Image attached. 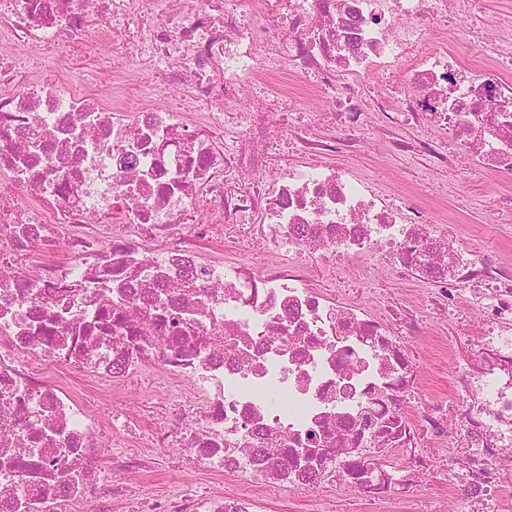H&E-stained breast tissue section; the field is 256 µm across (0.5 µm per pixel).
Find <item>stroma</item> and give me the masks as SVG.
Masks as SVG:
<instances>
[{
    "label": "stroma",
    "mask_w": 512,
    "mask_h": 512,
    "mask_svg": "<svg viewBox=\"0 0 512 512\" xmlns=\"http://www.w3.org/2000/svg\"><path fill=\"white\" fill-rule=\"evenodd\" d=\"M418 135L416 128L398 123L389 137L373 134L357 151L331 155L330 161L365 177L383 196L405 197L436 215L447 216V223L435 225L436 234H450L488 258L512 262V219L499 210L501 200L512 199V174L479 172L463 179L456 168L436 167L434 155L393 152L386 143L390 137L410 141ZM362 265L368 277L352 288L349 295L352 302L373 308L387 298L408 305L422 301V286L391 276L381 254L367 255ZM465 307L461 301L448 314H425L416 333L405 337L413 350L421 354L416 391L423 399L454 401L456 369L477 367L469 353L479 337V325L474 319L458 321L457 313ZM47 377L54 384L67 383L79 396L94 397L106 412L121 415L140 430L155 426L154 420L142 412L143 406L154 399L152 375H143L137 384L105 393L99 392L94 383L59 368L50 370ZM146 454L161 457L162 463L155 470L135 477L134 482L155 495L168 494L180 482L191 481L213 493L254 497V512H340L344 501L343 495L333 489L314 499L290 491L274 497H258L252 488L233 476L183 463L180 449L150 448ZM465 480L466 471L460 467L438 481L423 473L414 484V496L422 503L424 512H464L455 491Z\"/></svg>",
    "instance_id": "1"
}]
</instances>
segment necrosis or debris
<instances>
[{
	"label": "necrosis or debris",
	"mask_w": 512,
	"mask_h": 512,
	"mask_svg": "<svg viewBox=\"0 0 512 512\" xmlns=\"http://www.w3.org/2000/svg\"><path fill=\"white\" fill-rule=\"evenodd\" d=\"M0 0V512H112L116 477L149 462L44 367L92 376L100 391L161 376L201 383L193 411L163 413L149 441L196 467L231 472L257 493L348 490L370 512L408 505L412 485L383 468L395 446L430 474L471 461L469 512L512 487V268L427 231L433 215L387 203L329 155L405 123L428 153L447 135L471 166L512 173V16L488 19L472 51L433 45L447 19L473 23L472 0ZM84 40L114 86L79 90L62 64L30 70L19 50ZM170 106L131 104L116 58ZM383 72L393 94L366 104L361 80ZM274 85L264 107L247 89ZM323 91L315 123H292L293 89ZM301 140L289 164L264 144ZM264 254L207 260L203 246ZM380 252L391 273L429 286L426 309L468 294L483 338L477 372L459 370L453 407L413 393L418 359L384 315L348 298L337 261ZM323 260V288L308 269ZM416 406L408 423L404 404ZM118 436L110 471L93 463ZM456 437L431 464L418 447ZM300 461L282 465L281 448ZM133 512H252L250 499L185 485L137 498Z\"/></svg>",
	"instance_id": "4bbe7bcc"
}]
</instances>
